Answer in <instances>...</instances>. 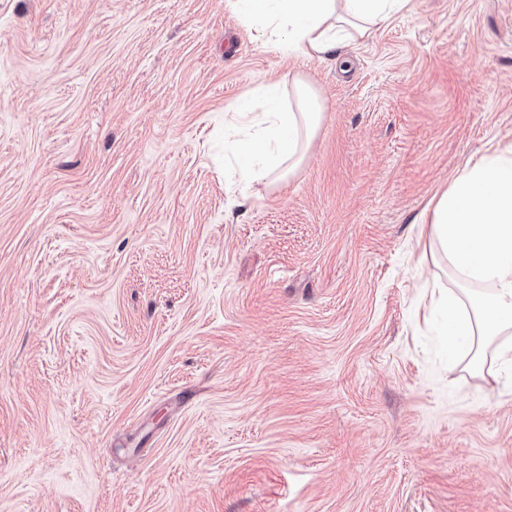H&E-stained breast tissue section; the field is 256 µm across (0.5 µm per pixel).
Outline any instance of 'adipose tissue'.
Returning <instances> with one entry per match:
<instances>
[{
	"mask_svg": "<svg viewBox=\"0 0 512 512\" xmlns=\"http://www.w3.org/2000/svg\"><path fill=\"white\" fill-rule=\"evenodd\" d=\"M410 0H225V5L284 50L323 58L365 37L403 11ZM269 105L260 113L238 108L236 149L244 183L279 182L303 162L324 112L319 91L301 74L288 73L262 87ZM431 247L447 258L453 274L474 286L463 305L448 296L449 347L465 346L473 361L512 349L497 346L512 334V143L468 163L422 213Z\"/></svg>",
	"mask_w": 512,
	"mask_h": 512,
	"instance_id": "adipose-tissue-1",
	"label": "adipose tissue"
}]
</instances>
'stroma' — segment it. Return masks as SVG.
Masks as SVG:
<instances>
[{
  "label": "stroma",
  "mask_w": 512,
  "mask_h": 512,
  "mask_svg": "<svg viewBox=\"0 0 512 512\" xmlns=\"http://www.w3.org/2000/svg\"><path fill=\"white\" fill-rule=\"evenodd\" d=\"M325 112L242 184L225 117ZM512 142V0L323 59L225 0H0V512H512V366L448 360L416 220ZM261 90L269 102L264 112L240 107L234 113L236 149L244 160L239 181L246 184L290 177L303 162L324 112L319 91L300 73L289 72Z\"/></svg>",
  "instance_id": "35a3bbf8"
}]
</instances>
